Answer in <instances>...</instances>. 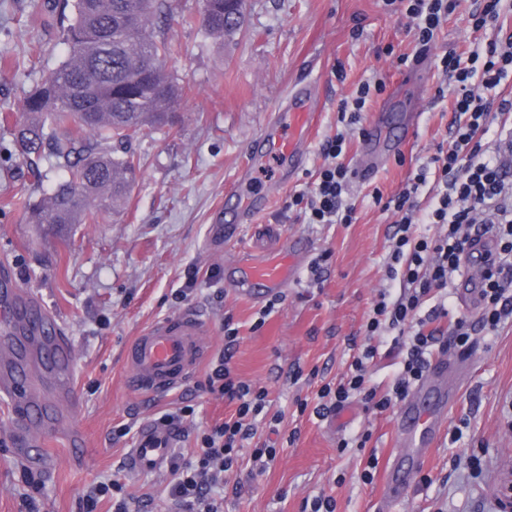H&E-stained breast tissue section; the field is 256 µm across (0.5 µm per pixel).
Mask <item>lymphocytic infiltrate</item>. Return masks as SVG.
<instances>
[{"instance_id": "obj_1", "label": "lymphocytic infiltrate", "mask_w": 512, "mask_h": 512, "mask_svg": "<svg viewBox=\"0 0 512 512\" xmlns=\"http://www.w3.org/2000/svg\"><path fill=\"white\" fill-rule=\"evenodd\" d=\"M457 2L383 0L384 6L399 8L405 15L416 45L422 48L434 43ZM438 68L452 99L451 143L438 147L430 164L383 205L396 217L386 275L401 279L404 292L394 297L389 290L379 291L364 325L367 342L348 373L337 383L321 385L314 401L299 402V412L310 411L320 418L355 397L372 410L385 412L405 400L411 386L424 377L434 348L452 345L469 350L475 330L495 332L512 317V98L498 91L512 76V34L486 47H474L465 56L443 55ZM384 88L382 79H367L341 101L338 121L344 129L323 150L327 164L319 169L310 193L294 194L289 202L290 207H304L308 223H352L355 208L349 200L352 172L344 161L346 145L368 102ZM491 132L497 135L492 150L485 143ZM427 185L432 196L422 211L416 198ZM420 222L436 225V233H417ZM484 234L491 235L495 249L478 270L483 308L473 324L464 316L449 317L448 287L463 273L474 240ZM444 318L450 321L448 328H438V320ZM387 331L393 332L392 342L403 359L391 392L381 395L370 383V365L377 353L373 341ZM239 340L232 317H225L224 348L211 361L204 389L234 403L235 413L198 431L194 452L172 464L173 512H224L225 477L238 470L242 458H249L263 472L278 457L275 445L257 440L255 424L261 421L277 431L283 414L271 411L266 388L235 374L230 361Z\"/></svg>"}]
</instances>
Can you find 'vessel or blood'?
I'll use <instances>...</instances> for the list:
<instances>
[{
    "label": "vessel or blood",
    "instance_id": "1",
    "mask_svg": "<svg viewBox=\"0 0 512 512\" xmlns=\"http://www.w3.org/2000/svg\"><path fill=\"white\" fill-rule=\"evenodd\" d=\"M318 114L305 88L295 90L285 113L274 115L255 143L252 154L259 158L275 157L296 168L310 148L312 132ZM300 262L296 247L281 248L272 253L244 250L234 259L243 271L244 296L255 291L270 292L285 287L294 277ZM37 315L38 324L29 325L37 335L45 359L32 372H25V358L15 353L0 362V393L9 395L22 389L27 393L23 404L24 422L38 427L49 413V405L39 399L35 382L39 377L51 378L58 388L73 387L72 340L58 326L54 315L41 310L37 302L18 288L0 290V318L14 321ZM199 319L187 314L174 321L152 326L138 336L126 351L128 383L141 395L154 397L174 391L192 376L204 349L199 336ZM448 357L440 355L431 363L415 394L401 407L396 419V442L408 461L421 465L436 434L443 426L448 409ZM172 431L157 422L146 423L129 453V469L137 475L161 469L167 463L172 448ZM410 470L394 465L378 512H397L410 486Z\"/></svg>",
    "mask_w": 512,
    "mask_h": 512
}]
</instances>
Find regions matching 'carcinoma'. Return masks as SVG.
Returning <instances> with one entry per match:
<instances>
[{
	"label": "carcinoma",
	"instance_id": "carcinoma-1",
	"mask_svg": "<svg viewBox=\"0 0 512 512\" xmlns=\"http://www.w3.org/2000/svg\"><path fill=\"white\" fill-rule=\"evenodd\" d=\"M246 2L203 0L189 20L231 36L243 24ZM42 7L63 15L73 9L67 57L25 95L12 142L22 159L45 154L64 174L40 200L19 197L27 223L60 228L126 201L137 165L119 148L132 132L168 124L184 85L164 67L180 48L152 28L167 0H45Z\"/></svg>",
	"mask_w": 512,
	"mask_h": 512
}]
</instances>
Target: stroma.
Instances as JSON below:
<instances>
[{
	"label": "stroma",
	"mask_w": 512,
	"mask_h": 512,
	"mask_svg": "<svg viewBox=\"0 0 512 512\" xmlns=\"http://www.w3.org/2000/svg\"><path fill=\"white\" fill-rule=\"evenodd\" d=\"M39 0H0V118L22 113L26 91L66 58L63 22L40 10ZM158 26L180 44L167 59L169 73L188 90L172 121L128 139L140 162L138 180L123 211L100 212L65 235L26 223L12 197L41 198L62 174L39 163L41 179L12 153V136L0 126V270L11 269L19 288L52 312L72 339L75 406L65 420L34 437L35 451L49 463L38 469L18 455L25 447L16 430L19 397L0 394V512H25L26 477L41 482L40 512H83L82 496L95 481L125 484L134 497L150 498L147 512H168L169 469L135 477L128 472L135 432L181 400L197 404V419L212 425L235 406L203 392L212 357L224 346V316L232 314L242 339L231 364L240 378L264 387L284 412L282 433L299 430L281 448L273 466L252 475L243 462L240 490L226 488L224 512H302L306 497L325 494L336 512H376V499L396 448L395 412L367 410L358 398L345 405V420L298 416V401L314 399L321 382L346 372L353 348L378 290L399 295L400 281L387 280L385 258L394 232L392 212L376 205L373 189L397 193L419 167L428 165L439 144L450 141V100L438 99L442 77L436 54L461 53L494 37L450 15L428 52H418L406 19L384 11L379 0H248L244 26L232 37L208 34L182 17L197 13L199 0H170ZM42 44V55L28 52ZM413 60L398 66V56ZM377 77L386 83L363 122L387 115L385 137L371 149L382 157L362 169L361 134L346 148L356 170L350 198L353 223L309 224L287 210L295 192L309 191L325 161L322 148L336 132L338 107L355 86ZM309 85L320 114L315 140L303 166L283 177L277 160L252 170L250 146L292 90ZM246 193L265 197L260 211L233 215L225 207ZM238 223L237 238L215 236L214 217ZM271 236H299L309 250L295 279L280 290L283 302L255 328L269 298L238 295L225 280L236 252ZM319 272H312L313 263ZM194 310L202 317L207 351L179 391L145 399L127 383L125 351L136 336L163 319ZM303 371L294 380V371ZM454 394L442 431L399 512H501L500 486L512 480V320L494 338L476 334L468 360L448 373ZM132 433L116 438L122 427ZM369 433L365 448L353 441ZM377 457L373 482L361 474Z\"/></svg>",
	"instance_id": "1"
}]
</instances>
